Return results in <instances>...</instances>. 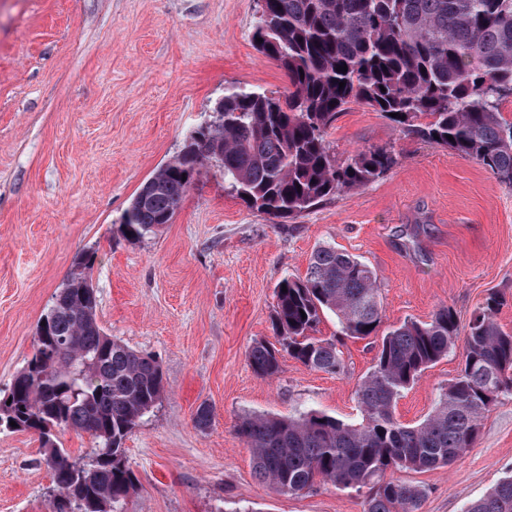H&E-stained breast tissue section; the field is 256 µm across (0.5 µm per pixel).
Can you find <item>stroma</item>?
<instances>
[{
  "instance_id": "35a3bbf8",
  "label": "stroma",
  "mask_w": 512,
  "mask_h": 512,
  "mask_svg": "<svg viewBox=\"0 0 512 512\" xmlns=\"http://www.w3.org/2000/svg\"><path fill=\"white\" fill-rule=\"evenodd\" d=\"M260 0H0V389L33 352L36 326L93 249L98 320L151 355L166 388L125 441L139 490L123 512H364L365 492L318 484L299 495L259 482L236 434L247 413L313 407L359 421L354 391L380 336L343 339L335 375L284 359L270 381L247 352L274 341V289L332 245L378 273L382 329L451 307L460 326L493 293L512 331V187L476 162L399 132L351 104L328 139L344 160L393 147L397 165L291 221L250 211L203 171L172 223L130 244L116 227L141 184L176 155L230 86L280 93L287 80L254 46ZM454 349L404 392L396 416L422 421L459 372ZM214 420L193 423L200 404ZM512 473V391L450 467L387 470L419 486L421 512H465ZM37 435L0 433V512H52Z\"/></svg>"
}]
</instances>
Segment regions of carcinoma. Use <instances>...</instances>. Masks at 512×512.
<instances>
[{
  "label": "carcinoma",
  "mask_w": 512,
  "mask_h": 512,
  "mask_svg": "<svg viewBox=\"0 0 512 512\" xmlns=\"http://www.w3.org/2000/svg\"><path fill=\"white\" fill-rule=\"evenodd\" d=\"M252 38L263 39L256 47L284 71L288 89L225 91L216 106L224 122L199 125L133 196L117 227L125 241L139 243L171 223L207 165L248 209L280 220L374 182L397 164L394 149L369 147L341 162L327 139L352 103L395 114L401 133L471 159L512 187V122L500 112L512 94V0H265ZM95 259L94 251L76 256L41 317L46 336L0 390V431L38 434L57 491L84 501L86 512H103L104 504L120 512L139 484L125 440L161 401L164 381L155 359L99 324V300L83 285ZM275 299L277 343L257 340L248 350L263 379L277 376L286 356L310 369L345 371L338 339L313 335L327 312L339 335L352 339L376 334L382 322L376 271L331 245L313 251L305 277L282 279ZM503 305L490 295L463 336L445 306L427 322L407 320L385 333L355 389L357 423L315 410L240 417L235 430L252 451L257 478L289 495L319 482L365 488V512H420L422 489L382 475L449 467L474 447L481 419L512 389V332L496 320ZM460 340L462 368L433 410L416 425L399 422L403 392ZM212 420L213 409L200 404L194 426L205 430ZM71 429L91 437V463L58 446L54 431ZM466 512H512V475Z\"/></svg>",
  "instance_id": "carcinoma-1"
}]
</instances>
